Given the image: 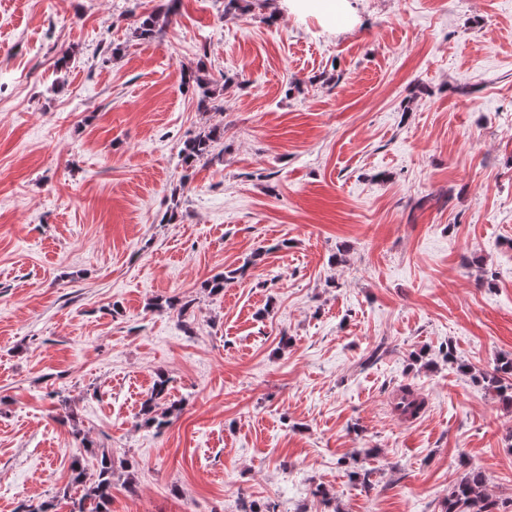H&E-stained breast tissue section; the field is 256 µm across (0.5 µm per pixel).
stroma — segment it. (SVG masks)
<instances>
[{"mask_svg": "<svg viewBox=\"0 0 512 512\" xmlns=\"http://www.w3.org/2000/svg\"><path fill=\"white\" fill-rule=\"evenodd\" d=\"M226 3L143 42L167 0H0V512H70L76 428L111 512H442L472 469L512 512V410L476 379L512 355V0ZM172 295L188 323L148 309ZM160 370L183 409L148 428ZM203 69L197 67L196 70H190L187 74L185 73L184 85L187 90L192 88L198 97L197 105L198 109L201 110H214L218 111L222 109L220 91L210 88V81L206 74L202 72ZM221 141H224L223 124L207 125L187 138L180 150L181 162L186 171L212 156L215 146ZM261 256L260 252H254L251 259L236 269L225 271L223 274L214 276L212 279L204 281L202 287L208 291L210 295H218L224 292V287L227 284L234 282L238 276H243L250 265H256V260ZM147 307L156 311H175L186 319L188 313L193 308V300H187L177 295L155 297V299L147 303Z\"/></svg>", "mask_w": 512, "mask_h": 512, "instance_id": "obj_1", "label": "stroma"}]
</instances>
